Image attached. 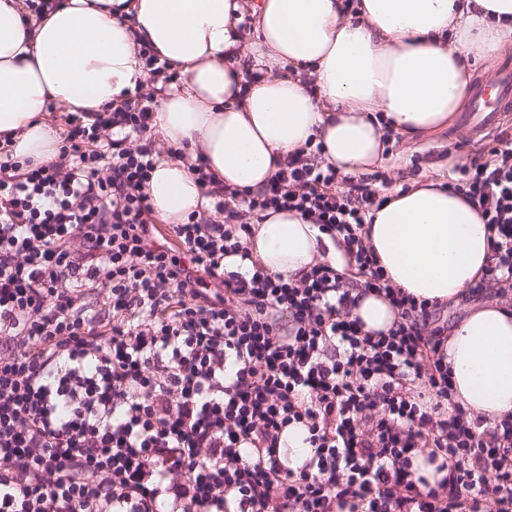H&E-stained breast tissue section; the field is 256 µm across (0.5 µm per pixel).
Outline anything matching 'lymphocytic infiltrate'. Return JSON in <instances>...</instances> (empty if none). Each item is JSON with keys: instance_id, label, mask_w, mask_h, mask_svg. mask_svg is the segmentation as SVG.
Here are the masks:
<instances>
[{"instance_id": "1", "label": "lymphocytic infiltrate", "mask_w": 512, "mask_h": 512, "mask_svg": "<svg viewBox=\"0 0 512 512\" xmlns=\"http://www.w3.org/2000/svg\"><path fill=\"white\" fill-rule=\"evenodd\" d=\"M157 105L138 89L67 113L46 165L0 156V512H512V419L455 400L445 326L364 240L385 173L340 174L310 144L247 193L191 161L209 206L171 247L147 191ZM448 187L489 232L480 291L512 296V133ZM280 209L396 309L388 331L364 332L329 264L227 269L250 261L251 218ZM293 424L311 443L294 468ZM308 433L299 425H290L283 432L280 448H285L288 452V464L295 467L299 465L302 459L310 450V445L306 438Z\"/></svg>"}]
</instances>
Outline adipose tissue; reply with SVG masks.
Returning <instances> with one entry per match:
<instances>
[{"label":"adipose tissue","mask_w":512,"mask_h":512,"mask_svg":"<svg viewBox=\"0 0 512 512\" xmlns=\"http://www.w3.org/2000/svg\"><path fill=\"white\" fill-rule=\"evenodd\" d=\"M239 0H61L41 17L26 0H0V135L14 156L51 161L59 131L48 104L101 112L149 76L150 44L182 70L153 125L186 145L230 189L255 191L309 142L343 175L383 160V134L411 143L449 126L472 91L471 55L512 47V0H256L255 38L243 41ZM260 77L247 81L249 72ZM147 190L156 216L187 223L208 207L188 161L163 158ZM247 245L268 272L290 276L325 262L346 272L341 249L292 212L255 221ZM391 284L439 307L457 306L492 260L474 208L424 180L389 191L365 227ZM352 314L387 330L388 302L359 292ZM456 398L471 413L512 418V304L466 308L447 332Z\"/></svg>","instance_id":"adipose-tissue-1"}]
</instances>
